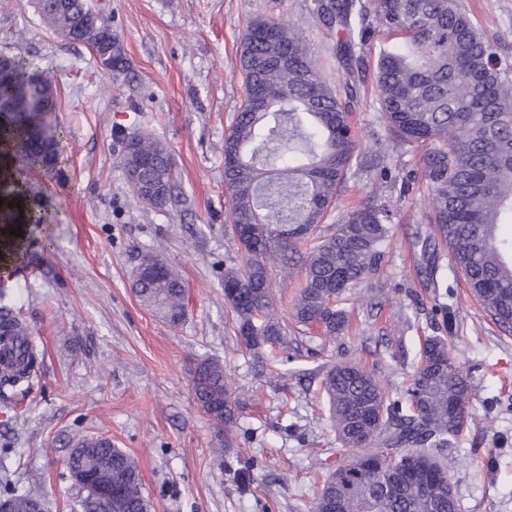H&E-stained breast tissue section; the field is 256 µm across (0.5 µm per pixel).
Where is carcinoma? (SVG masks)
<instances>
[{
	"label": "carcinoma",
	"instance_id": "1",
	"mask_svg": "<svg viewBox=\"0 0 512 512\" xmlns=\"http://www.w3.org/2000/svg\"><path fill=\"white\" fill-rule=\"evenodd\" d=\"M35 10L52 19L57 36L73 33L87 0H34ZM313 14L343 33L337 43L348 65L346 94L361 80L355 65L372 33L386 35L375 66L377 119L388 134L387 151L420 152L428 188V223L448 246L449 265L460 272L472 295L496 323L512 326V68L499 62L494 46L459 0H315ZM244 99L224 133V183L232 197L231 223L238 260L224 263V303L235 314L236 335L251 350L284 344L271 295L269 272L302 276L292 304L294 321L319 327L327 336L342 333L345 310L336 306L373 274L386 253L397 208L374 195L341 216L333 232L311 237L324 222L341 186L364 171L358 136L340 92L312 62L304 32L273 18H255L244 34L239 57ZM10 79L0 94L23 107L5 112L12 135L11 158L39 167L48 176L58 160L64 133L41 110L28 109L43 93L47 76L26 59L10 58ZM261 85L277 95L267 112L251 108L250 90ZM45 130L54 152L47 153L30 129ZM136 152L155 165L142 183L175 178L167 149L140 138ZM312 240L300 251V244ZM139 301L165 322L182 321L187 288L171 265L157 279L136 276ZM19 338L18 367L0 373V394L31 384L39 366L28 328L6 304L0 305V341ZM190 374L199 409L231 429L238 402L224 364L196 360ZM336 439L352 456L320 484L310 512H448V468L436 455L453 448L468 421L475 396L470 374L451 357L442 336L427 337L405 372L397 393L374 375L347 362L330 366L321 379ZM89 451L73 458L71 470L91 479L79 492L81 512L89 508L96 482L112 480L120 498L112 512H142L145 498L138 467L110 441L82 437ZM43 479L30 476V488L17 492L9 479L0 500L27 512L41 496Z\"/></svg>",
	"mask_w": 512,
	"mask_h": 512
}]
</instances>
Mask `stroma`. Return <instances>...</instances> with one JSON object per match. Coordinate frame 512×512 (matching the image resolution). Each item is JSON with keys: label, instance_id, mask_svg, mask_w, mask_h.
<instances>
[{"label": "stroma", "instance_id": "35a3bbf8", "mask_svg": "<svg viewBox=\"0 0 512 512\" xmlns=\"http://www.w3.org/2000/svg\"><path fill=\"white\" fill-rule=\"evenodd\" d=\"M485 36L512 64V0H461ZM101 10L128 62L102 69L88 48L51 33L32 0H0V53L34 59L54 82L55 117L66 148L54 177L25 174L36 195L23 209L57 214L25 224L20 236L0 224L10 252L0 266V302L28 326L41 368L27 392L0 399V449L12 487L43 477L51 512H72L77 490L65 460L77 436L105 437L137 464L148 512H308L317 483L343 449L329 418L321 378L333 363L373 371L388 388L428 336L446 337L476 394L477 424L442 450L459 512H512V328L494 324L460 273L413 248L426 233L427 190L419 155L392 154L389 173L371 175L386 131L373 105L374 56L364 54V90L352 104L367 171L350 179L326 217L335 223L370 193L397 198L399 213L380 270L344 301L351 323L336 338L308 330L265 347L257 373L224 304V261L237 259L224 187V132L244 97L239 55L258 16L296 23L328 81L347 79L312 0H88ZM148 135L169 151L177 172L172 199L145 205L118 163L123 142ZM161 251L188 288L176 326L140 304L132 275L142 256ZM457 310L447 329L439 305ZM223 361L237 390L239 418L219 434L195 404L191 358ZM227 447V466L212 451Z\"/></svg>", "mask_w": 512, "mask_h": 512}]
</instances>
